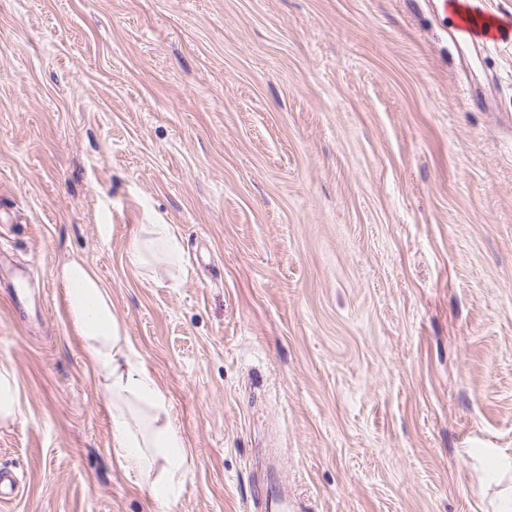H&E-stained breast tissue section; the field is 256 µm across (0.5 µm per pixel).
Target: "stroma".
Instances as JSON below:
<instances>
[{"mask_svg": "<svg viewBox=\"0 0 512 512\" xmlns=\"http://www.w3.org/2000/svg\"><path fill=\"white\" fill-rule=\"evenodd\" d=\"M426 0H0V512H491L512 469V39ZM472 86L481 101L467 97ZM149 224L183 263L133 270ZM84 258L172 405L112 462L56 278ZM30 290L22 311L11 293ZM440 5L434 2L428 1V4L433 7V10L438 12L441 9L443 12L456 11L460 17L448 35L449 38L458 44L467 46L474 51L481 50L490 46L495 45L502 40L505 32L491 30L486 22L485 18L492 16V13L480 10L477 7L469 6L465 2L460 0H439ZM455 7L463 8L464 10L458 11ZM21 414L15 380L10 370L0 367V420H14ZM253 498L262 504L266 511L279 512L286 500V494L279 484L268 478L254 486Z\"/></svg>", "mask_w": 512, "mask_h": 512, "instance_id": "1", "label": "stroma"}]
</instances>
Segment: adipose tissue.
<instances>
[{"label":"adipose tissue","instance_id":"obj_1","mask_svg":"<svg viewBox=\"0 0 512 512\" xmlns=\"http://www.w3.org/2000/svg\"><path fill=\"white\" fill-rule=\"evenodd\" d=\"M149 254L167 264L180 262L181 249L170 225H149L145 236L132 240L131 267L140 269ZM57 278L67 315L109 396L113 462L152 488H174L191 469L185 442L166 394L133 359L132 343L114 311L109 287L80 257L63 261Z\"/></svg>","mask_w":512,"mask_h":512}]
</instances>
